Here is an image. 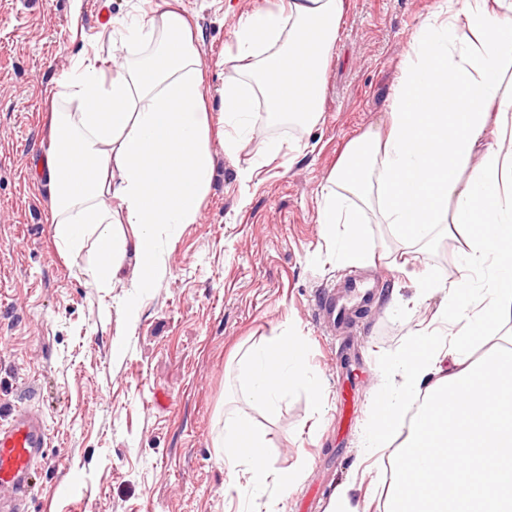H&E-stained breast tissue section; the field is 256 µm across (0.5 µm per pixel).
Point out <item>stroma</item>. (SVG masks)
<instances>
[{
  "label": "stroma",
  "mask_w": 512,
  "mask_h": 512,
  "mask_svg": "<svg viewBox=\"0 0 512 512\" xmlns=\"http://www.w3.org/2000/svg\"><path fill=\"white\" fill-rule=\"evenodd\" d=\"M95 0H0V419L39 410L50 446L26 491L28 512H327L336 487L359 464L374 392L393 356L415 341L443 296L412 308V281L394 261L405 252L387 225L369 224L378 261L336 258L318 222L321 187L348 144L382 130L413 37L444 0H347L329 59L322 114L299 125L268 116L237 155L212 142L214 178L197 223L164 240L165 269L125 308L132 265L98 288L50 233V192L37 170L48 145L49 91L82 52L108 58ZM279 0H178L199 37L205 78L219 86L236 53L240 15ZM262 145L279 153L249 183L238 172ZM418 247L415 269L441 277L457 253L440 230ZM350 277L375 281L351 329L332 330L315 302ZM289 332L304 341L324 390L299 388L276 411L244 397L243 351ZM264 426L279 471L301 469L281 493L251 499L232 480L217 441L224 415Z\"/></svg>",
  "instance_id": "stroma-1"
}]
</instances>
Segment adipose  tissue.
Wrapping results in <instances>:
<instances>
[{"mask_svg":"<svg viewBox=\"0 0 512 512\" xmlns=\"http://www.w3.org/2000/svg\"><path fill=\"white\" fill-rule=\"evenodd\" d=\"M344 13L345 0H282L240 16L218 90L224 151L247 141L256 97L288 121L319 119ZM108 43L122 52L114 68L85 54L56 80L53 99L78 108L54 113L41 176L59 252L88 253L81 272L99 287L134 256L138 295L154 283L159 230L174 235L199 219L214 174L211 90L187 20L171 6L117 22ZM510 69L512 0H445L413 39L386 134L352 141L321 189L319 222L343 261L373 258L364 226L374 218L414 244L440 226L463 246L458 273L421 280L416 302L444 296L435 326L394 358L396 382L371 403L362 448L389 463L384 512H512V336L472 356L492 321L512 319ZM242 366L248 398L270 409L312 383L294 336L268 338ZM221 445L228 469L245 467L252 497L298 480L271 468L267 433L246 415L225 416Z\"/></svg>","mask_w":512,"mask_h":512,"instance_id":"1","label":"adipose tissue"}]
</instances>
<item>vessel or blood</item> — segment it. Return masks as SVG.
Segmentation results:
<instances>
[{"mask_svg": "<svg viewBox=\"0 0 512 512\" xmlns=\"http://www.w3.org/2000/svg\"><path fill=\"white\" fill-rule=\"evenodd\" d=\"M371 294L366 282L350 278L345 282L343 295L323 292L316 303L317 311L331 321H340L346 316L347 301L365 302ZM47 446L45 425L33 413L18 411L0 423V488L13 494V512H22L20 496L35 471L44 464Z\"/></svg>", "mask_w": 512, "mask_h": 512, "instance_id": "1", "label": "vessel or blood"}]
</instances>
